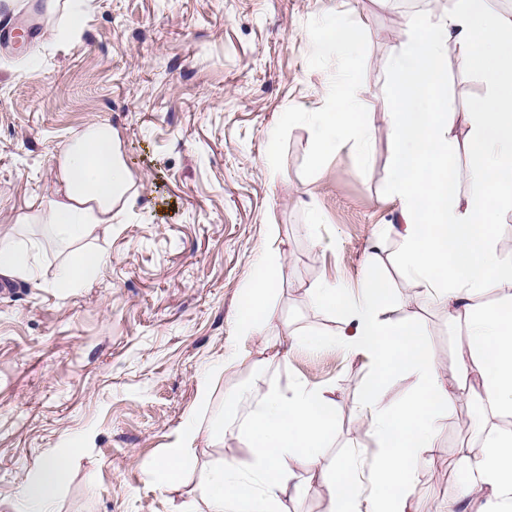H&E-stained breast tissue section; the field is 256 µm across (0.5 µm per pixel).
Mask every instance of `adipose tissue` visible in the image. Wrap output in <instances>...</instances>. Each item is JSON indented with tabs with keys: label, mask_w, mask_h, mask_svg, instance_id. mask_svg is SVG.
I'll return each instance as SVG.
<instances>
[{
	"label": "adipose tissue",
	"mask_w": 512,
	"mask_h": 512,
	"mask_svg": "<svg viewBox=\"0 0 512 512\" xmlns=\"http://www.w3.org/2000/svg\"><path fill=\"white\" fill-rule=\"evenodd\" d=\"M402 53L390 62L387 112L391 130L389 192L399 215L405 270L418 276L428 304L447 308L467 330L468 354L456 381L437 366L425 332L387 316L391 291L368 278L358 298L340 297L335 288L310 290L313 307L340 309L350 331L346 348L365 356L372 378L353 406L376 451L368 470L352 457L325 453L335 434L336 401L330 389L294 383L269 389L246 417L228 404L209 436L233 434L244 455L213 466L202 486V512H284L285 500L318 480L329 497V512H425L414 502L427 451L437 446L444 417L463 400L483 399L491 413L512 414V257L496 241L499 212L512 208V14L495 0H451L448 12L407 21ZM481 77L485 92L457 114L448 104L449 48ZM361 87L350 84L331 107L308 119L313 154L338 145L364 146L358 107ZM467 128L475 183L458 191L460 173L448 158L449 136L457 123ZM57 188L32 204L18 223L40 224L55 242L73 245L54 285L66 290L93 280L109 258L80 249V242L110 233L115 213L132 199V174L123 161L111 125L88 126L58 150ZM281 268L261 267L246 289L238 318L242 336L252 338L276 318L269 297ZM0 276L34 281L39 276L30 248L0 233ZM502 292L505 301L482 308L479 295ZM413 380V394L392 400L386 390L397 373ZM483 456L454 463L460 494L446 512H512V430L482 432ZM67 472L66 454L44 462L22 488L31 512H51Z\"/></svg>",
	"instance_id": "1"
}]
</instances>
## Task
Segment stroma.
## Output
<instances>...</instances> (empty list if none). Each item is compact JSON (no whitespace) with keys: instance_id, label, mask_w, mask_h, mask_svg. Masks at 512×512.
<instances>
[{"instance_id":"35a3bbf8","label":"stroma","mask_w":512,"mask_h":512,"mask_svg":"<svg viewBox=\"0 0 512 512\" xmlns=\"http://www.w3.org/2000/svg\"><path fill=\"white\" fill-rule=\"evenodd\" d=\"M47 3L20 0L0 22V33L25 16L37 25L32 39L0 43V231L41 242L40 280L0 279V512H24L23 484L67 448L54 512H197L205 470L241 454L233 437L207 439L225 402L244 414L268 385L290 381L333 388L332 452L358 438L371 458L352 413L370 362L339 345L343 315L312 307L307 291L326 284L353 297L366 272L389 279L392 317L425 330L441 372L456 376L465 329L423 301L388 230L384 97L409 17L440 16L447 0H91L74 19ZM336 23L355 33V51L328 44ZM347 82L365 90L368 145L314 161L308 125L287 115L326 110ZM484 92L449 52L450 104L465 111ZM102 121L119 136L135 194L93 243L110 262L61 291L66 249L14 221L51 195L59 143ZM263 256L283 268L278 317L246 341L237 317ZM304 333L328 347L293 345ZM189 418L198 437L184 478L161 485L157 466ZM500 423L458 404L415 498L442 512L460 488L453 462L482 455L479 427Z\"/></svg>"}]
</instances>
